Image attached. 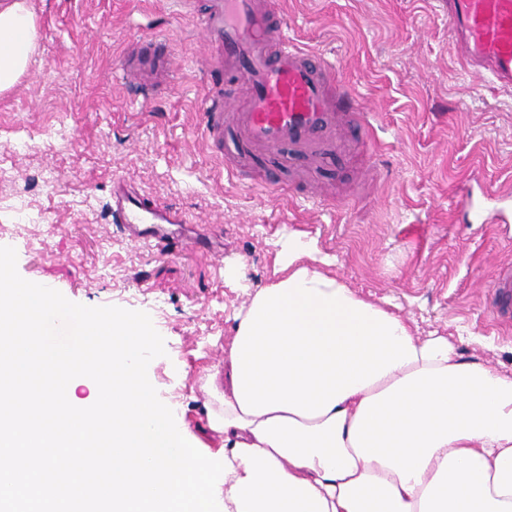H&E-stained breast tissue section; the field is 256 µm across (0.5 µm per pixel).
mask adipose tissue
I'll return each mask as SVG.
<instances>
[{
    "label": "adipose tissue",
    "instance_id": "1",
    "mask_svg": "<svg viewBox=\"0 0 512 512\" xmlns=\"http://www.w3.org/2000/svg\"><path fill=\"white\" fill-rule=\"evenodd\" d=\"M36 36L27 0L0 7V91ZM280 257L201 378L205 458L141 373L146 324L103 315L68 353L30 352L55 305L1 253L0 512H512V376L414 335L312 242L287 234Z\"/></svg>",
    "mask_w": 512,
    "mask_h": 512
}]
</instances>
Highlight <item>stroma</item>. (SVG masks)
<instances>
[{
    "label": "stroma",
    "instance_id": "stroma-1",
    "mask_svg": "<svg viewBox=\"0 0 512 512\" xmlns=\"http://www.w3.org/2000/svg\"><path fill=\"white\" fill-rule=\"evenodd\" d=\"M38 39L26 73L0 92V253L12 277L52 286L58 304L42 343L74 346L81 318L133 315L157 353L142 370L175 423L217 451L196 381L224 357L247 288L278 266L288 231L333 257L331 275L372 302L390 301L418 336L439 333L463 356L512 373V329L484 306L512 267V88L480 82L454 53L440 0H280L291 44L341 66L381 150L325 157L303 191V160L266 186L255 153L248 183L227 177L200 114L209 102L200 29L205 0H29ZM166 44L177 69L142 88L122 64L132 44ZM120 174L187 223L224 240L226 279L203 254L160 255L112 222ZM327 193L313 202L315 190ZM500 205L503 223L476 224Z\"/></svg>",
    "mask_w": 512,
    "mask_h": 512
}]
</instances>
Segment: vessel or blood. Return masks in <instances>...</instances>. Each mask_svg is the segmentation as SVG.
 I'll return each instance as SVG.
<instances>
[{
	"label": "vessel or blood",
	"mask_w": 512,
	"mask_h": 512,
	"mask_svg": "<svg viewBox=\"0 0 512 512\" xmlns=\"http://www.w3.org/2000/svg\"><path fill=\"white\" fill-rule=\"evenodd\" d=\"M448 29L466 72L512 87V0H447ZM224 71L223 90L202 114L212 143L235 130L246 151L282 155L291 150L309 162L342 153L360 131L377 157L368 114L356 92L344 88L335 66L283 37L274 0H207L201 21ZM146 85L161 84V60L136 71ZM112 221L135 243L161 254L198 253L204 240L175 232L178 212L161 207L120 175L112 178ZM496 322L512 318V269L498 271L486 306Z\"/></svg>",
	"instance_id": "1"
}]
</instances>
